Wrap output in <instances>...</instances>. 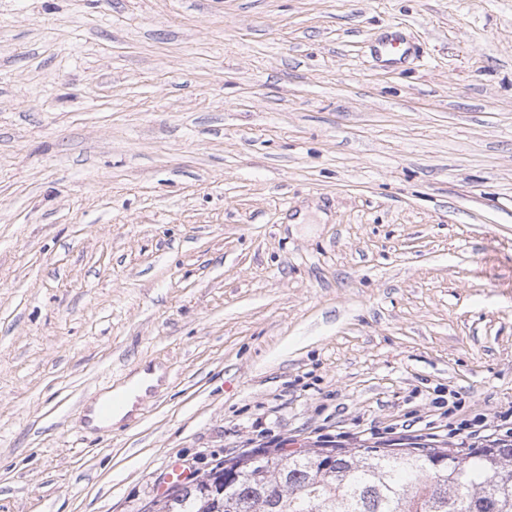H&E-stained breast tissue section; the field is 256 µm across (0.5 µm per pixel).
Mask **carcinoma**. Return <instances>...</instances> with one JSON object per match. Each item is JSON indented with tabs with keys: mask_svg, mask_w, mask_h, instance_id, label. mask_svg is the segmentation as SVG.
Wrapping results in <instances>:
<instances>
[{
	"mask_svg": "<svg viewBox=\"0 0 512 512\" xmlns=\"http://www.w3.org/2000/svg\"><path fill=\"white\" fill-rule=\"evenodd\" d=\"M237 476L227 489L223 471ZM151 512H512V443L447 448H258L173 483Z\"/></svg>",
	"mask_w": 512,
	"mask_h": 512,
	"instance_id": "1",
	"label": "carcinoma"
}]
</instances>
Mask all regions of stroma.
<instances>
[{
    "mask_svg": "<svg viewBox=\"0 0 512 512\" xmlns=\"http://www.w3.org/2000/svg\"><path fill=\"white\" fill-rule=\"evenodd\" d=\"M511 408L512 0H0V512ZM410 53L409 44L396 28H392L376 48V54L393 65L402 63ZM159 375L160 372L158 370H155L153 373H147L145 370L141 369L138 373L134 374L124 386L116 389L115 392H118V394L125 399V404L118 410L116 409L121 407L123 402L122 398L113 396V390L106 393L103 398L98 399L92 404V412L88 415L91 419V426L103 428L112 427L117 424L129 411L133 409L135 397L144 396L146 389L149 386L156 384ZM110 395L112 396L101 404V413L104 417L112 415L107 419H103L99 414L98 406L102 399ZM114 410L116 411L112 413Z\"/></svg>",
    "mask_w": 512,
    "mask_h": 512,
    "instance_id": "stroma-1",
    "label": "stroma"
}]
</instances>
